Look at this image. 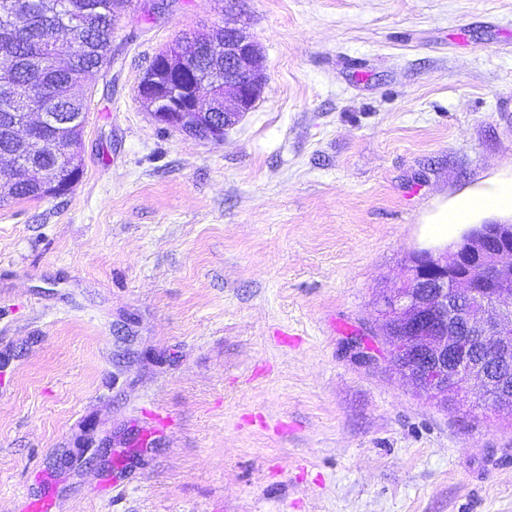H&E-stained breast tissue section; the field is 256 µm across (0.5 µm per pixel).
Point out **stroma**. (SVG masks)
I'll return each mask as SVG.
<instances>
[{"mask_svg":"<svg viewBox=\"0 0 512 512\" xmlns=\"http://www.w3.org/2000/svg\"><path fill=\"white\" fill-rule=\"evenodd\" d=\"M134 0L87 83L83 173L0 205V512H512V423L402 380L380 294L457 198L512 183V0ZM245 25L223 140L137 98ZM361 335L374 362L354 360Z\"/></svg>","mask_w":512,"mask_h":512,"instance_id":"stroma-1","label":"stroma"}]
</instances>
